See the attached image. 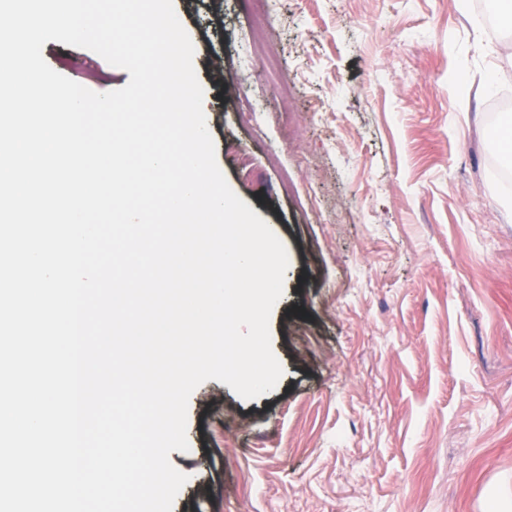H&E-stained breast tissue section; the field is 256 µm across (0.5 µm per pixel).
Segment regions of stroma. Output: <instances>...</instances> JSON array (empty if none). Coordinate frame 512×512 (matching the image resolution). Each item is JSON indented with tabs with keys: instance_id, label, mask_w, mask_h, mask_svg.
Instances as JSON below:
<instances>
[{
	"instance_id": "35a3bbf8",
	"label": "stroma",
	"mask_w": 512,
	"mask_h": 512,
	"mask_svg": "<svg viewBox=\"0 0 512 512\" xmlns=\"http://www.w3.org/2000/svg\"><path fill=\"white\" fill-rule=\"evenodd\" d=\"M174 7L217 163L289 263L283 377L193 392L173 512H512V28L486 0ZM42 55L98 93L130 79Z\"/></svg>"
}]
</instances>
